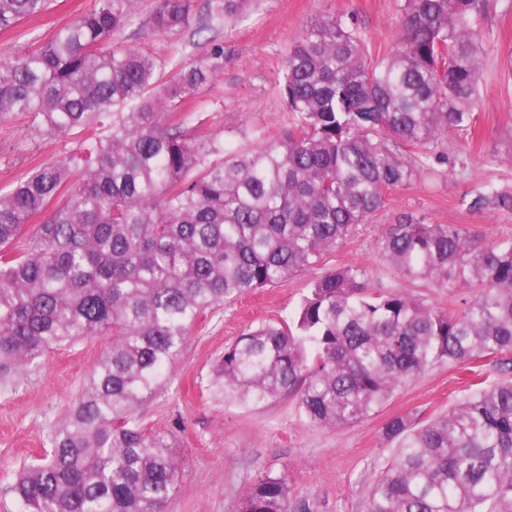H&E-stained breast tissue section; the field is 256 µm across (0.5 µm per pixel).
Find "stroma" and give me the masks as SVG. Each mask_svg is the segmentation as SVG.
<instances>
[{
	"label": "stroma",
	"mask_w": 512,
	"mask_h": 512,
	"mask_svg": "<svg viewBox=\"0 0 512 512\" xmlns=\"http://www.w3.org/2000/svg\"><path fill=\"white\" fill-rule=\"evenodd\" d=\"M404 0H262L239 22L220 31L155 32L153 0H140L136 15L118 33L124 45L152 53L163 76L171 59L205 62L222 48L224 68L178 108L199 142L220 140L226 152L263 147L284 136L289 114L279 88L283 56L305 23L318 14L342 16L358 32L372 60L387 56L400 33ZM92 0H53L42 16L0 33V55L24 50L89 8ZM489 35L479 87L480 107L471 131H448L431 145V175L391 190L384 208L323 268L342 264L373 272L370 289L389 288L456 310L469 288H420L380 254L383 230L412 214L428 224L467 228L484 242L512 240V211L472 207L486 186L512 192V0H499L485 21ZM85 133L43 140L23 116L0 121V192L34 169L75 152ZM307 277L286 280L230 302L201 319L187 350L169 372L167 387L140 410L145 427L162 432L181 465L165 512H232L235 502L265 471L287 474L296 498L318 503L319 512H365L369 485L392 456L383 427L396 416L428 421L445 414L467 393L474 374L494 383L502 374L492 356L474 365L438 362L400 386L356 425L317 427L284 396L265 405L226 401L216 383L224 350L248 327L288 323L307 288ZM108 338L96 337L47 352L27 367L18 384L0 391V512H20L11 491L16 468L42 456L49 437L97 364Z\"/></svg>",
	"instance_id": "1"
}]
</instances>
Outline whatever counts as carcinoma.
Masks as SVG:
<instances>
[{
	"label": "carcinoma",
	"instance_id": "1",
	"mask_svg": "<svg viewBox=\"0 0 512 512\" xmlns=\"http://www.w3.org/2000/svg\"><path fill=\"white\" fill-rule=\"evenodd\" d=\"M195 0H154L157 32L183 31ZM257 0H211L204 28L241 20ZM138 0H93L45 42L0 57V120L25 115L34 135L97 130L126 111L83 168L39 167L0 195V382L54 348L95 336L111 343L50 435L51 451L22 466V512H163L179 462L140 408L165 386L196 323L225 304L315 270L385 206L388 191L430 172L396 148L427 147L475 123L485 32L496 0H404L392 53L368 59L332 14L303 27L281 68L293 123L280 140L222 161L171 112L222 70L214 50L196 66H161L148 52L105 44ZM50 0H0V31ZM71 186L66 196L60 190ZM477 205L512 210L489 188ZM19 251L6 248L30 218ZM384 259L413 282L473 285L459 311L395 289L367 292L372 272L341 265L307 285L293 321L246 330L224 350L227 400L293 396L318 427L361 421L433 364L497 357L505 375L424 424L384 426L395 453L368 487L366 512H512V240L405 215L380 239ZM233 512H313L293 506L267 471Z\"/></svg>",
	"mask_w": 512,
	"mask_h": 512
}]
</instances>
